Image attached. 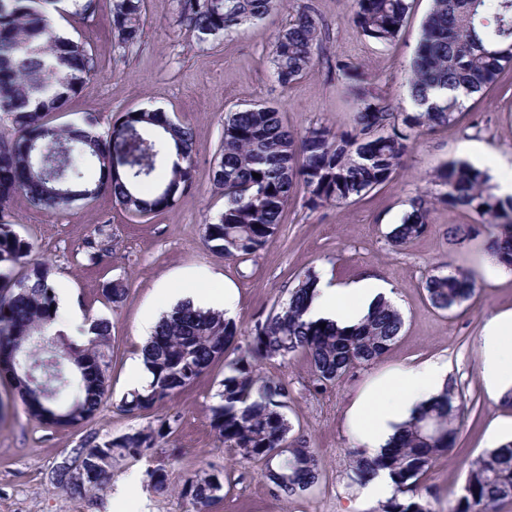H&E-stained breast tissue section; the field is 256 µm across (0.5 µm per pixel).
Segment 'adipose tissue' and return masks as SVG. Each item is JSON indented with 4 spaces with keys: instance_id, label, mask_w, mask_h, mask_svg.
<instances>
[{
    "instance_id": "1",
    "label": "adipose tissue",
    "mask_w": 512,
    "mask_h": 512,
    "mask_svg": "<svg viewBox=\"0 0 512 512\" xmlns=\"http://www.w3.org/2000/svg\"><path fill=\"white\" fill-rule=\"evenodd\" d=\"M459 151L487 174L496 196L503 199L512 196L511 161L468 142L461 144ZM387 295V286L375 278L347 286L323 278L317 283L306 317L350 327L360 322L371 306ZM179 296L191 301L193 306L217 308L228 316L236 309V297L231 289L212 286L205 279L189 278ZM482 345V376L497 396H504L512 390V312L498 313L487 320ZM447 378L446 365L427 362L402 370L375 385L354 411V426L361 447L369 455H377L391 437L394 423L407 417L417 404L438 395Z\"/></svg>"
}]
</instances>
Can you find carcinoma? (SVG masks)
<instances>
[{"instance_id": "1", "label": "carcinoma", "mask_w": 512, "mask_h": 512, "mask_svg": "<svg viewBox=\"0 0 512 512\" xmlns=\"http://www.w3.org/2000/svg\"><path fill=\"white\" fill-rule=\"evenodd\" d=\"M180 24L198 44L260 20L277 0H179ZM353 22L366 37L394 40L409 9L408 0H353ZM97 0H0V204L15 195L40 210L57 213L103 194L125 212L147 217L173 208L192 185L193 128L166 111L130 110L98 131V117L51 124L47 116L63 111L96 67L93 54L55 26L53 15L80 20L96 13ZM144 0H112V30L120 44L139 43ZM327 33L313 10L303 6L277 36L272 65L278 83L292 86L323 63ZM342 73L358 91L351 129L335 133L322 125L302 132L285 122L276 105L254 103L224 116V131L212 169L213 186L224 196V210L205 224L204 241L229 258L261 250L281 223L298 190L311 210L342 204L381 189L399 175L413 138L456 121L466 97L494 84L512 68V0H432L423 38L408 77L413 111L398 112L363 86L361 73L338 59ZM434 89L446 91L436 102ZM178 161L169 163L170 152ZM171 164L161 179L158 166ZM88 164L99 178L85 176ZM259 174L255 178L252 173ZM432 189L411 199L410 211L391 231L405 246L428 229L432 206L470 211L494 229L497 262L512 271V196L489 192L485 174L466 161H448L433 174ZM19 266L22 274H0V349L13 348L30 375L11 380L28 415L58 429L89 423L110 392L108 380L81 377L83 362L104 360L111 326L102 318L82 329L78 345L51 331L56 291L49 264L33 257V244L13 225L0 222V265ZM317 276L307 273L288 299L255 321L248 349L224 365L220 402L211 409L212 427L224 447L262 464L263 478L287 497H299L319 480L315 451L289 439L288 385L257 373L260 359L286 360L305 354L318 386L339 380L353 365L373 364L392 349L404 326L387 300L373 305L358 324L341 329L305 319L316 293ZM423 290L439 311L460 307L475 292L474 277L463 271H439ZM237 324L219 311L181 303L161 318L155 336L142 348L149 384L120 401L121 411L141 415L160 408L190 386L235 344ZM461 407L448 381L436 396L416 406L395 426L394 434L373 458L352 451L349 479L363 485L380 470L389 472L394 495L377 512H432L422 479L437 460L456 448ZM177 419L101 439L90 432L85 446L102 449L95 475L75 483L59 473L55 488L86 497L107 484L114 455L152 460L168 441ZM149 485L168 491L166 466L147 470ZM179 497L194 512H208L224 499V483L215 472L187 478ZM512 502V441L491 448L470 463L461 495L448 512H496Z\"/></svg>"}]
</instances>
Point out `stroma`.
<instances>
[{
	"label": "stroma",
	"mask_w": 512,
	"mask_h": 512,
	"mask_svg": "<svg viewBox=\"0 0 512 512\" xmlns=\"http://www.w3.org/2000/svg\"><path fill=\"white\" fill-rule=\"evenodd\" d=\"M409 3L402 29L389 43L358 32L352 0H283L266 18L206 44L193 42L180 25L178 0H145L142 42L133 50L119 46L112 33V0H98L94 18L61 21L71 38L95 54L97 67L65 110L51 114V122L78 121L92 113L104 132L123 112L163 109L195 131L194 179L172 209L156 216L127 214L107 196L59 213L33 208L19 196L0 207V219L15 224L33 243L35 257L51 265L55 287L65 289L82 317H103L112 327V350L105 359L110 397L88 427L62 430L37 422L13 397L9 379L0 378V512H184L177 496L183 480L212 470L224 474V499L213 512H369L363 486L348 477L349 451L358 445L353 409L374 383L426 362L449 365V378L465 405L458 448L440 458L426 478L433 512H448L462 492L468 461L493 447L498 425L512 418V408L495 401L480 371V336L490 316L512 311V276L485 275L488 230L458 244L449 241L451 227L476 223L468 211L437 206L427 232L403 248L392 244L390 232L408 212L410 200L429 188L434 171L459 158L461 143H478L512 161V69L469 103L464 119L417 136L400 175L382 190L314 211L295 195L274 236L246 258L224 257L204 243L205 222L224 207L211 177L225 113L261 101L277 104L288 125L300 131L322 124L340 133L352 125L356 101L336 72L316 69L287 89L276 80L273 45L295 10L311 6L329 33L328 53L359 66L377 97L407 112V74L432 0ZM91 239L100 244L93 260L85 249ZM455 270L474 276L473 297L451 312L432 308L422 282L430 274ZM191 271L236 289L234 320L242 351L255 320L286 299L306 272L331 276L340 285L374 277L392 290L404 326L380 361L352 367L322 391L313 386L305 355L261 364L262 373L287 383L293 396L287 410L291 438L319 454L323 476L302 496H281L258 467L225 448L212 429L223 362H215L160 412L132 417L118 408L132 389V365L141 357L142 313L158 284L178 290ZM117 281L126 286L127 297L114 303L107 290ZM161 415L178 418L160 455L169 471L168 493L150 488L148 461L130 458L113 461L106 488L95 495L77 498L55 489L54 465L78 447L85 431L114 438ZM132 482L137 485L133 492L128 489Z\"/></svg>",
	"instance_id": "stroma-1"
}]
</instances>
